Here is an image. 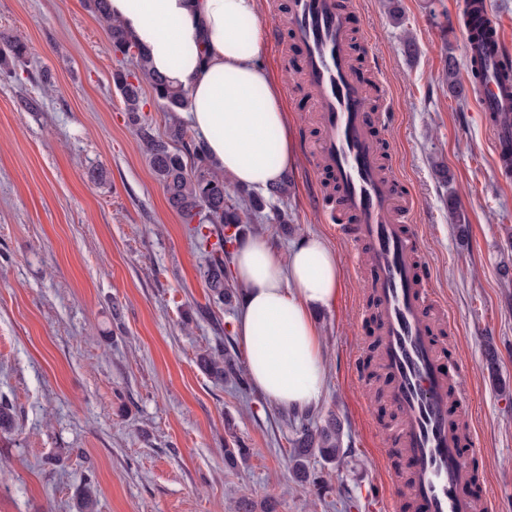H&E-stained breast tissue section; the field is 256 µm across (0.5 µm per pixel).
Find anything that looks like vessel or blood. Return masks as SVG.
Instances as JSON below:
<instances>
[{"instance_id":"1","label":"vessel or blood","mask_w":512,"mask_h":512,"mask_svg":"<svg viewBox=\"0 0 512 512\" xmlns=\"http://www.w3.org/2000/svg\"><path fill=\"white\" fill-rule=\"evenodd\" d=\"M288 26L303 47L301 72L311 89L323 136L313 148L337 189L320 211L337 232L365 246L364 282L381 319L379 364L384 395L399 412L394 435L410 482L398 493L421 512H477L469 494L471 457L460 426L459 386L433 341L428 308L436 298L418 264L419 239L410 229L412 200L381 165L371 89L355 70L351 31L340 0H290ZM454 26L468 65L478 68V107L502 177L512 176V38L485 0H463Z\"/></svg>"}]
</instances>
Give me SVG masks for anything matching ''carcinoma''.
I'll return each instance as SVG.
<instances>
[{"mask_svg":"<svg viewBox=\"0 0 512 512\" xmlns=\"http://www.w3.org/2000/svg\"><path fill=\"white\" fill-rule=\"evenodd\" d=\"M87 8L104 25L109 50L121 53L134 64V72L118 69L113 73V83L121 97L128 123L138 137L143 153L156 180L163 186L169 206L189 224L203 209L208 211L204 224L191 228L197 246L207 253L202 276L206 287L219 303L230 301L232 284L227 276L231 259L226 245L233 244L236 236L226 230L243 223L245 213H256L265 206L259 196L244 194L232 185L224 175L213 168L203 142L188 137L186 127L178 113L187 106L185 90L171 85L166 78L150 70L147 56L133 43L122 27L110 17L106 0H85ZM21 60L27 47L19 39L5 40L0 54ZM448 90L455 97L464 96V88L458 80V63L447 58ZM148 86L153 100L168 114V126L164 134L154 132L151 125L142 120L143 86ZM216 241H211V238ZM199 367L219 381H231L243 394H250L249 381L224 345L205 351L198 357ZM16 413L7 399L0 400V434H10L15 427ZM293 430L290 440V458L296 475L308 476L309 461L318 456L327 463H334L343 454V432L336 416L330 414L323 421L309 414L289 417Z\"/></svg>","mask_w":512,"mask_h":512,"instance_id":"1","label":"carcinoma"}]
</instances>
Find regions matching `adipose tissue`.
Listing matches in <instances>:
<instances>
[{
	"instance_id": "adipose-tissue-1",
	"label": "adipose tissue",
	"mask_w": 512,
	"mask_h": 512,
	"mask_svg": "<svg viewBox=\"0 0 512 512\" xmlns=\"http://www.w3.org/2000/svg\"><path fill=\"white\" fill-rule=\"evenodd\" d=\"M259 9V0H109L152 70L187 90L180 118L212 163L235 184L265 191L281 183L294 153L279 89L257 60ZM233 269L246 287L236 330L253 384L278 407L316 406L327 370L315 316L336 300L335 250L311 234L282 257L267 236H249L233 249Z\"/></svg>"
}]
</instances>
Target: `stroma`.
Returning a JSON list of instances; mask_svg holds the SVG:
<instances>
[{
    "label": "stroma",
    "instance_id": "1",
    "mask_svg": "<svg viewBox=\"0 0 512 512\" xmlns=\"http://www.w3.org/2000/svg\"><path fill=\"white\" fill-rule=\"evenodd\" d=\"M349 22L372 102L391 111L377 128L382 163L415 201L420 262L446 323L434 334L462 387L465 431L480 448L472 493L512 512V181L501 179L477 95L448 91L446 55L463 59L448 22L461 0H352ZM288 0H262L259 60L282 92L296 153L284 197L247 217L279 255L323 235L342 285L316 323L326 391L313 416L336 414L344 456L312 460L328 491L297 482L286 411L261 391L199 369L223 342L239 363L237 307L214 302L204 255L166 200L112 82L117 66L84 0H0V36H20L25 60L0 65V397L18 426L0 436V512H79L85 483L96 512H237L240 499L276 512H391L392 476L379 434L397 410L376 402L369 373L374 299L357 260L318 210L332 187L303 152L323 131L294 66L302 49L286 24ZM416 44L407 53L405 38ZM456 200L467 226L448 213ZM288 210L295 233L275 220ZM248 449L236 466L225 446Z\"/></svg>",
    "mask_w": 512,
    "mask_h": 512
}]
</instances>
